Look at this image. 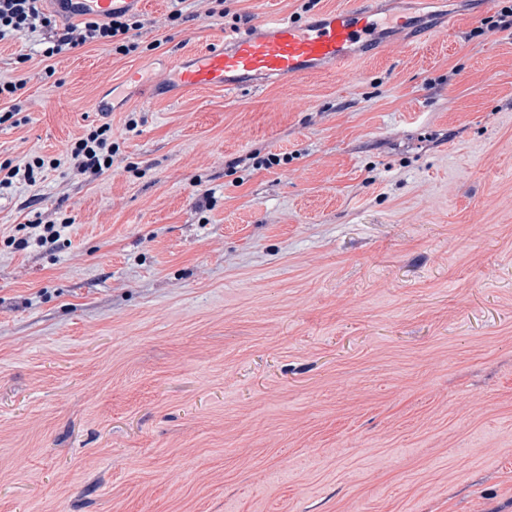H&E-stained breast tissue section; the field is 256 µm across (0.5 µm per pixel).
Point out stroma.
Returning a JSON list of instances; mask_svg holds the SVG:
<instances>
[{
  "label": "stroma",
  "mask_w": 512,
  "mask_h": 512,
  "mask_svg": "<svg viewBox=\"0 0 512 512\" xmlns=\"http://www.w3.org/2000/svg\"><path fill=\"white\" fill-rule=\"evenodd\" d=\"M306 0H169L127 56L26 79L0 164V512H512V27L478 0H379L413 30L233 96L145 97L127 72ZM456 15L452 32L443 29ZM52 75H45L46 67ZM114 110H93L96 98ZM135 126H128V119ZM111 123V172L63 157ZM278 155L251 169L245 158ZM73 223L55 248L7 240ZM46 160L37 156L24 165H12L11 163L0 164V189L10 188L15 182L33 184L36 182V175L39 170L45 167ZM2 173H4L2 177Z\"/></svg>",
  "instance_id": "stroma-1"
}]
</instances>
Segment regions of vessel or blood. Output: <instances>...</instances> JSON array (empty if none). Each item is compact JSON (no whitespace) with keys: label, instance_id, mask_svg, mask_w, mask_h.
Returning <instances> with one entry per match:
<instances>
[{"label":"vessel or blood","instance_id":"vessel-or-blood-1","mask_svg":"<svg viewBox=\"0 0 512 512\" xmlns=\"http://www.w3.org/2000/svg\"><path fill=\"white\" fill-rule=\"evenodd\" d=\"M145 0H71L69 18H104L119 10H145ZM380 24L372 0L324 12L307 23L281 16L262 20L257 31L181 56L175 72L181 90L216 88L225 94L253 89L257 75L303 78L324 66L343 67L373 45Z\"/></svg>","mask_w":512,"mask_h":512}]
</instances>
